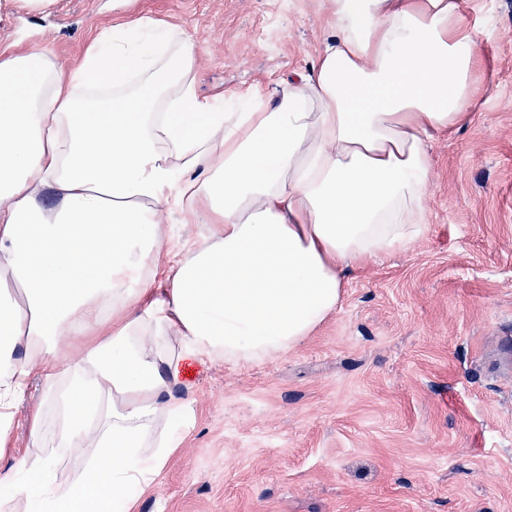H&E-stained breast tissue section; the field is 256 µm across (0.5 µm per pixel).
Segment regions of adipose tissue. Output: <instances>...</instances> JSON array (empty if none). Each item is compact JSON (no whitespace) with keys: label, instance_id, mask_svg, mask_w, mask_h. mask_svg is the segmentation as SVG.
I'll use <instances>...</instances> for the list:
<instances>
[{"label":"adipose tissue","instance_id":"ef3b65f1","mask_svg":"<svg viewBox=\"0 0 512 512\" xmlns=\"http://www.w3.org/2000/svg\"><path fill=\"white\" fill-rule=\"evenodd\" d=\"M326 3L311 70L237 112L146 16L67 73L44 47L0 56V451L32 375L55 412L29 415L34 451L0 474L12 512H135L191 418L186 363L293 349L350 271L426 234L429 145L470 117L479 31L463 0ZM201 205L206 235L161 252L155 214ZM59 448L94 454L62 480Z\"/></svg>","mask_w":512,"mask_h":512}]
</instances>
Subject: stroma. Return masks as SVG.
Returning <instances> with one entry per match:
<instances>
[{"label": "stroma", "instance_id": "stroma-1", "mask_svg": "<svg viewBox=\"0 0 512 512\" xmlns=\"http://www.w3.org/2000/svg\"><path fill=\"white\" fill-rule=\"evenodd\" d=\"M485 33L469 121L431 146L429 231L347 277L335 312L287 353L186 365L194 416L137 512H512V0H467ZM148 16L197 48L196 90L229 99L314 65L323 0H0V51L76 67L98 30ZM164 250L206 226L160 210ZM16 413L0 472L31 453Z\"/></svg>", "mask_w": 512, "mask_h": 512}]
</instances>
